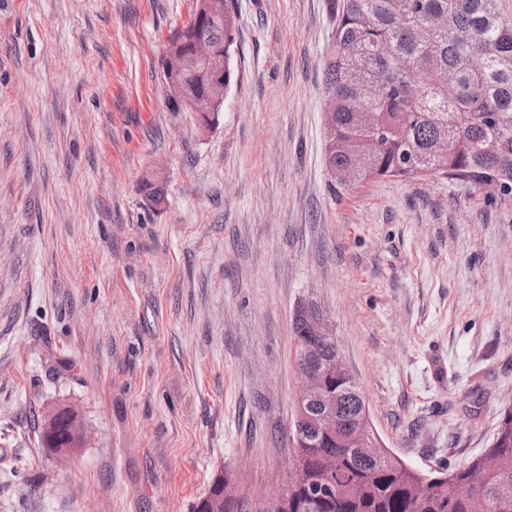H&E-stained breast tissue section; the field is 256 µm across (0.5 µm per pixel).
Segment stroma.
Masks as SVG:
<instances>
[{
    "label": "stroma",
    "mask_w": 512,
    "mask_h": 512,
    "mask_svg": "<svg viewBox=\"0 0 512 512\" xmlns=\"http://www.w3.org/2000/svg\"><path fill=\"white\" fill-rule=\"evenodd\" d=\"M234 4L205 129L161 78L192 0H0V512H192L223 472L276 491L306 307L414 467L467 464L512 407V201L337 184L327 0ZM63 407L87 432L65 458L39 443Z\"/></svg>",
    "instance_id": "stroma-1"
}]
</instances>
